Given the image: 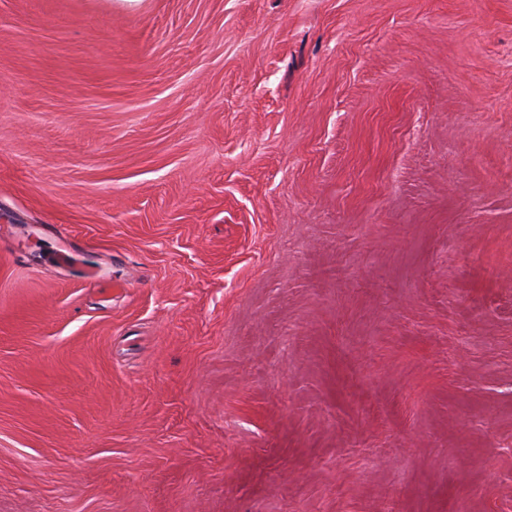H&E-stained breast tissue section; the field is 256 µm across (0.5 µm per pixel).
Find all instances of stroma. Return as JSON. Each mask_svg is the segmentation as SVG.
I'll return each instance as SVG.
<instances>
[{
	"label": "stroma",
	"mask_w": 512,
	"mask_h": 512,
	"mask_svg": "<svg viewBox=\"0 0 512 512\" xmlns=\"http://www.w3.org/2000/svg\"><path fill=\"white\" fill-rule=\"evenodd\" d=\"M0 512H512V0H0Z\"/></svg>",
	"instance_id": "1"
}]
</instances>
